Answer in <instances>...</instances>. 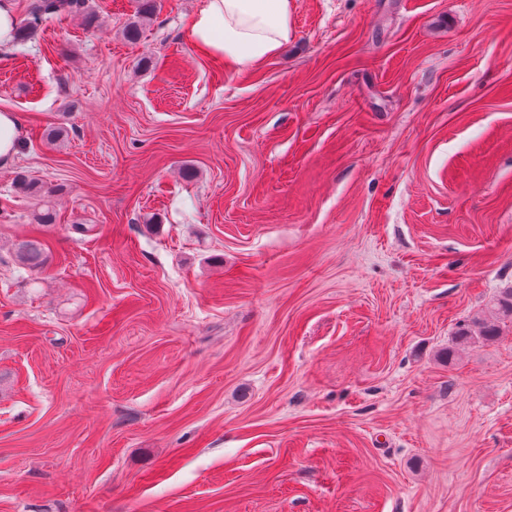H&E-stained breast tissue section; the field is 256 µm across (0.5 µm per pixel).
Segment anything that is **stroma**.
Returning a JSON list of instances; mask_svg holds the SVG:
<instances>
[{
    "label": "stroma",
    "instance_id": "stroma-1",
    "mask_svg": "<svg viewBox=\"0 0 512 512\" xmlns=\"http://www.w3.org/2000/svg\"><path fill=\"white\" fill-rule=\"evenodd\" d=\"M33 2L0 512H512V320L456 342L512 289V0H292L242 74L184 39L197 0L134 41L136 0ZM33 9L32 20H38L42 12L57 13L65 11L68 13H81L85 9V0H39ZM17 186L23 192L29 194L33 197H39V206L36 210H34L32 214L33 221L36 224H52L55 223L56 213L54 211L53 206L50 204V201H45L41 199V192H43L41 186H35L34 183L28 182L23 175H19L16 178ZM45 193L43 192V197H45ZM16 251L22 269L38 271L46 263L43 244L37 240H27L19 243Z\"/></svg>",
    "mask_w": 512,
    "mask_h": 512
}]
</instances>
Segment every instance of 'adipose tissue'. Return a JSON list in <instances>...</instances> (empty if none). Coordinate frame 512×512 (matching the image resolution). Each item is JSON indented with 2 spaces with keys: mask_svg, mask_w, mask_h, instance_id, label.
<instances>
[{
  "mask_svg": "<svg viewBox=\"0 0 512 512\" xmlns=\"http://www.w3.org/2000/svg\"><path fill=\"white\" fill-rule=\"evenodd\" d=\"M291 0H198L185 32L199 53L245 73L278 55L290 36Z\"/></svg>",
  "mask_w": 512,
  "mask_h": 512,
  "instance_id": "ef3b65f1",
  "label": "adipose tissue"
}]
</instances>
